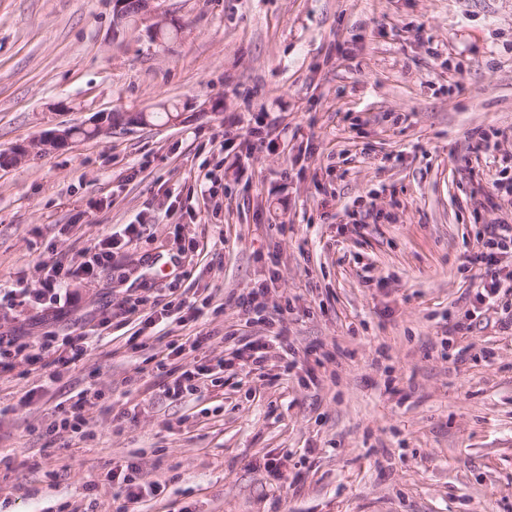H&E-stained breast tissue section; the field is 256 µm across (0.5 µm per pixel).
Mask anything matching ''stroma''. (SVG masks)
<instances>
[{
    "mask_svg": "<svg viewBox=\"0 0 512 512\" xmlns=\"http://www.w3.org/2000/svg\"><path fill=\"white\" fill-rule=\"evenodd\" d=\"M160 7L179 31L159 46L114 35L112 0H0V288L141 227L64 309L0 306V336L102 331L0 376V512H116L130 463L141 512H512V295L480 304L469 261L512 225V0ZM161 103L186 120L11 159ZM257 288L271 324L240 305ZM129 297L211 303L134 350ZM282 328L260 369L232 362ZM220 358L217 386L165 396ZM91 383L82 436L60 430ZM72 128L70 126H63L58 129L48 131L43 134L39 140L32 144L33 149L39 152H50L68 146L73 142Z\"/></svg>",
    "mask_w": 512,
    "mask_h": 512,
    "instance_id": "stroma-1",
    "label": "stroma"
}]
</instances>
